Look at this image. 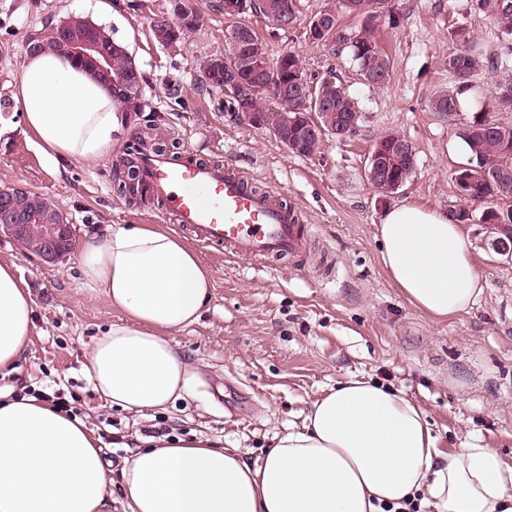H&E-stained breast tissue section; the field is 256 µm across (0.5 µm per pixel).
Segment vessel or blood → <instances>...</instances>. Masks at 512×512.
<instances>
[{"mask_svg":"<svg viewBox=\"0 0 512 512\" xmlns=\"http://www.w3.org/2000/svg\"><path fill=\"white\" fill-rule=\"evenodd\" d=\"M142 199L201 248L225 259L270 264L300 257L315 235L301 212L275 191L256 189L238 168L199 157L192 148L158 151L139 134L126 144Z\"/></svg>","mask_w":512,"mask_h":512,"instance_id":"b4317fda","label":"vessel or blood"}]
</instances>
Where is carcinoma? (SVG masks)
<instances>
[{"mask_svg": "<svg viewBox=\"0 0 512 512\" xmlns=\"http://www.w3.org/2000/svg\"><path fill=\"white\" fill-rule=\"evenodd\" d=\"M336 2L337 6L331 13L332 28L321 37V44L340 52H348L365 83L372 86L385 84L393 63L378 44L375 30L380 25L395 27L396 13L387 9L386 0H357V10L350 7L351 0ZM281 8L288 14V22H293L296 18L293 0H253L252 10L275 26L282 22L278 13ZM472 8L489 21L493 39L502 44L501 51H484L466 29H458L455 34L458 45L448 52V73L453 79V85L430 101V110L448 119L454 117L459 112L461 100L472 90V79L483 71L491 75V82L479 110L480 118L474 120L462 133L470 155L467 163L455 171V176H474L465 186L467 197L463 201L466 207L478 208L481 215L489 211L491 218L511 224L512 208L498 209L493 206V202L512 200V161L505 160V148L512 149V124L503 123L495 116V112L503 109V92L512 90V0H472ZM175 11L177 21L163 19L155 22V26L165 27L167 36L181 40L199 26V18L190 17V12L182 10L180 6L175 7ZM345 16L360 19V25L344 23ZM89 29L98 33L99 57L109 58L108 70L97 69L95 61L89 58L71 56L69 60L109 86L123 112L140 111L141 96H128L124 86L112 82V76L125 70L127 58L123 53L124 45L114 41L105 29L88 20H61L42 33L38 52L58 55L61 52V38L65 37L77 46L84 41ZM276 63L281 77L304 73L302 60L293 50L282 52ZM202 83L225 93L227 99L224 108L233 114L240 113V97L248 95L253 107L266 113L268 124L276 125L280 122L279 105L266 95L260 77L253 73L241 72L237 85L230 88L224 81V65L217 63L202 75ZM327 86L328 83L322 79L304 88L289 85L290 115L299 114L305 119L316 115L326 136L338 140L349 139L359 131L362 112L347 89L336 81L331 91L333 103L326 108L328 114L319 116L318 101ZM12 204L16 210L26 214L33 224H59L66 219L63 211L50 199L26 188H13Z\"/></svg>", "mask_w": 512, "mask_h": 512, "instance_id": "obj_1", "label": "carcinoma"}]
</instances>
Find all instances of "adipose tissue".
Masks as SVG:
<instances>
[{"instance_id": "obj_1", "label": "adipose tissue", "mask_w": 512, "mask_h": 512, "mask_svg": "<svg viewBox=\"0 0 512 512\" xmlns=\"http://www.w3.org/2000/svg\"><path fill=\"white\" fill-rule=\"evenodd\" d=\"M15 100L54 161L98 163L125 126L111 88L60 55L27 56ZM378 238L391 281L428 316L453 317L481 294L470 243L447 212L394 206ZM80 261L87 287L125 315L89 354L96 392L131 413L165 410L191 378L171 336L199 320L211 271L152 224L84 236ZM32 306L13 263L0 261V372L30 343ZM120 476L124 512H382L405 500L420 512H512V468L493 449L440 447L417 402L355 376L258 462L205 438L149 437ZM110 481L102 442L80 418L31 396L0 399V512H112Z\"/></svg>"}]
</instances>
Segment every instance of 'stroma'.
<instances>
[{"instance_id":"35a3bbf8","label":"stroma","mask_w":512,"mask_h":512,"mask_svg":"<svg viewBox=\"0 0 512 512\" xmlns=\"http://www.w3.org/2000/svg\"><path fill=\"white\" fill-rule=\"evenodd\" d=\"M178 1L200 23L177 45L165 46L152 26L172 19ZM325 3L294 0L295 20L276 29L251 11L225 15L222 0H0V189L22 186L49 198L81 236L123 224L178 231L157 209L118 192L125 137L98 164L56 163L21 122L14 94L29 35L84 17L123 44L142 75L144 108L129 117L127 131L142 129L170 148L190 146L207 160L239 167L256 188L277 191L316 229L304 265L288 258L267 269L199 250L213 273L212 297L199 322L172 338L195 378L166 410L136 415L105 403L85 376L97 335L124 315L86 289L79 254L48 272L36 256L0 236V260L14 264L34 300L31 343L15 371L0 373V393L65 384L79 397L81 418L101 438L113 470L133 456L145 431L163 427L176 438L210 437L257 461L326 389L353 375L417 402L441 447L493 448L512 466V257L492 248L487 225H463L483 292L468 311L437 320L392 283L378 239L392 206L449 213L462 207L456 148L488 77H475L453 119L431 112L429 101L451 84L447 59L456 30L483 38L490 25L469 0H391L399 24L380 27L376 38L393 67L385 85L371 86L347 54L310 41L308 23ZM240 23L259 33L270 57L297 52L308 81L334 73L359 102L358 134L327 138L314 155L299 157L268 130L226 112L224 94L204 86L200 73L207 60L223 54ZM388 132L412 144L416 170L405 186L383 195L365 168L375 140Z\"/></svg>"}]
</instances>
